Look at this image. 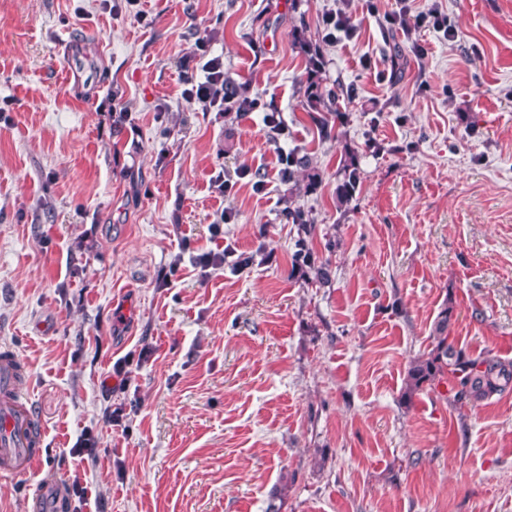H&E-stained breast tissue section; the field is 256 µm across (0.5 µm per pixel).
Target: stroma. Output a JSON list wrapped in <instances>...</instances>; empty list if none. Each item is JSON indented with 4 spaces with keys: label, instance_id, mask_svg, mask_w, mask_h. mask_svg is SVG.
<instances>
[{
    "label": "stroma",
    "instance_id": "35a3bbf8",
    "mask_svg": "<svg viewBox=\"0 0 512 512\" xmlns=\"http://www.w3.org/2000/svg\"><path fill=\"white\" fill-rule=\"evenodd\" d=\"M441 4L458 36L416 32L418 59L363 10L331 41L336 0H0V347L45 429L0 512L50 472L86 487L70 512H512V392L402 398L445 302L456 348L512 359V0ZM300 26L334 137L302 106ZM212 58L265 111L187 102L184 68ZM297 148L322 176L293 198L322 288L291 272ZM227 248L254 263L203 264ZM279 176L283 183H293V191L304 194L315 193L321 183V177L316 168L312 165L311 157L300 151H289L282 153L279 162ZM341 169L342 177L335 189L336 210H339L340 214H345L360 185V157L357 151L352 150L345 154Z\"/></svg>",
    "mask_w": 512,
    "mask_h": 512
}]
</instances>
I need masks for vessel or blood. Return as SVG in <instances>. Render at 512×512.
Segmentation results:
<instances>
[{"label":"vessel or blood","mask_w":512,"mask_h":512,"mask_svg":"<svg viewBox=\"0 0 512 512\" xmlns=\"http://www.w3.org/2000/svg\"><path fill=\"white\" fill-rule=\"evenodd\" d=\"M21 367L16 353L0 355V474L5 476L27 472L42 461L44 431L32 410L17 400ZM58 500V483L47 477L36 486L31 507L33 512H55Z\"/></svg>","instance_id":"obj_1"}]
</instances>
